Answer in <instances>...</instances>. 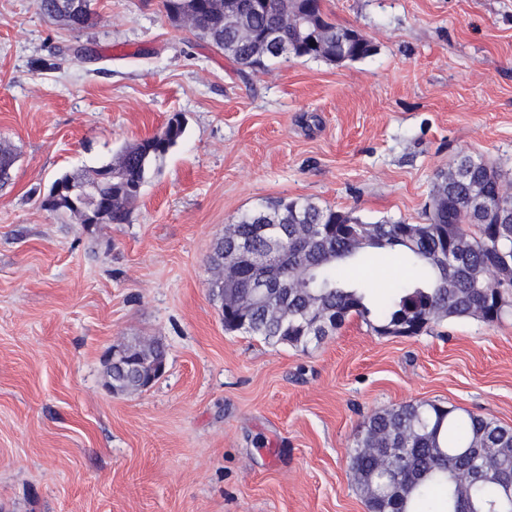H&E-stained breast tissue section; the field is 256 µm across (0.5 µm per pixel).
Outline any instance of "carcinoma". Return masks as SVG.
<instances>
[{"mask_svg":"<svg viewBox=\"0 0 512 512\" xmlns=\"http://www.w3.org/2000/svg\"><path fill=\"white\" fill-rule=\"evenodd\" d=\"M323 0H267V7L247 17L259 35L278 22L280 11L304 20L288 31V52L268 49L267 60L307 57L339 64L371 56L375 47L356 31L338 27L322 11ZM198 34L240 70L257 71L251 46L224 26V11L200 0ZM91 9L68 15L66 26L82 30L93 23ZM184 134L179 116L161 131L124 146L112 175L101 180V196L112 202L108 223L127 219L129 187L146 184L159 173L160 163ZM288 227H305L313 239L306 250L294 240L260 237L255 225L275 207V200L242 215L232 232L220 238L210 257L217 263L239 259L242 277L211 285L218 295L249 296L247 261L237 245L248 243L258 253L288 249V287L264 303L222 311L224 329L241 331L273 344L303 351L319 345L325 336L311 329L321 317L329 333L349 317L361 318L377 334L399 325L419 335L447 319L473 318L486 322L494 316L502 289L512 290V224L499 223V214L512 215V180L480 156L461 153L448 170L435 174L427 222L404 220L363 222L303 198H289ZM389 256L415 275L401 279L388 296L373 293L370 281L354 275L381 256ZM133 365L112 372V384L123 394L137 391L142 379L165 360L163 343L150 352L138 341L125 345ZM347 470L366 500L369 512H512V428L471 412L460 414L435 401H418L375 411L365 418L347 450ZM399 470L405 480L392 488L390 473ZM483 478L476 481L472 472Z\"/></svg>","mask_w":512,"mask_h":512,"instance_id":"cac0c4a2","label":"carcinoma"}]
</instances>
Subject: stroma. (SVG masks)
<instances>
[{
    "label": "stroma",
    "mask_w": 512,
    "mask_h": 512,
    "mask_svg": "<svg viewBox=\"0 0 512 512\" xmlns=\"http://www.w3.org/2000/svg\"><path fill=\"white\" fill-rule=\"evenodd\" d=\"M74 31L0 0V512H368L346 450L373 411L417 400L512 428V312L380 336L353 317L301 351L224 329L209 256L282 197L363 221H425L467 152L512 176V0H324L373 55L239 73L161 0H92ZM184 134L122 224L43 210L171 116ZM166 347L112 394L105 353Z\"/></svg>",
    "instance_id": "stroma-1"
}]
</instances>
